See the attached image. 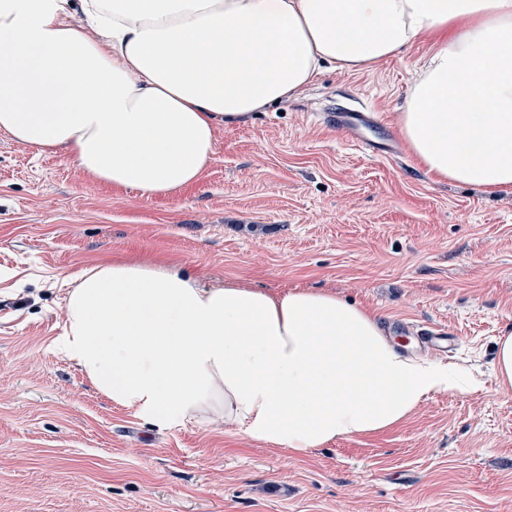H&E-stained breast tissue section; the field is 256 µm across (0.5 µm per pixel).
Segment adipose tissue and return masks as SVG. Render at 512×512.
<instances>
[{
	"label": "adipose tissue",
	"instance_id": "ef3b65f1",
	"mask_svg": "<svg viewBox=\"0 0 512 512\" xmlns=\"http://www.w3.org/2000/svg\"><path fill=\"white\" fill-rule=\"evenodd\" d=\"M431 36L399 114L436 180L512 188V0H0V131L143 196L198 181L220 125ZM61 351L156 424L304 451L470 386L325 291L203 286L174 265L83 270Z\"/></svg>",
	"mask_w": 512,
	"mask_h": 512
}]
</instances>
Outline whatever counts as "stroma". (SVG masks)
<instances>
[{
	"label": "stroma",
	"instance_id": "obj_1",
	"mask_svg": "<svg viewBox=\"0 0 512 512\" xmlns=\"http://www.w3.org/2000/svg\"><path fill=\"white\" fill-rule=\"evenodd\" d=\"M423 40L363 71L323 69L296 99L216 130L199 180L146 198L0 132V512H512V191L435 182L408 146L362 150L333 127L366 107L391 131ZM116 260L209 285L323 289L459 338L478 382L403 422L291 452L230 426L158 428L56 349L68 286ZM495 367L501 388L512 391V332L501 336L497 344Z\"/></svg>",
	"mask_w": 512,
	"mask_h": 512
}]
</instances>
